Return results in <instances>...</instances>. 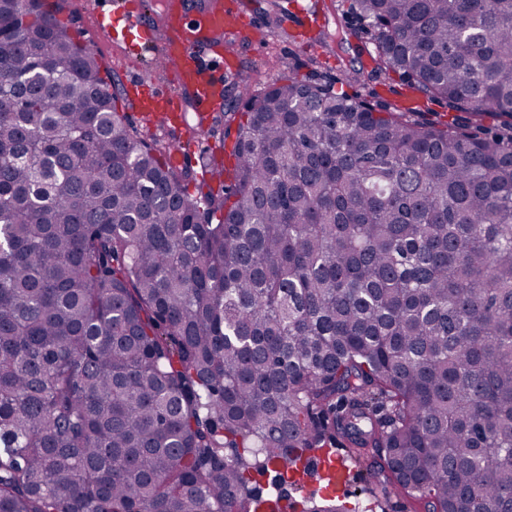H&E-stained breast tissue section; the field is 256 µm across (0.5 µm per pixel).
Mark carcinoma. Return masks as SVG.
Masks as SVG:
<instances>
[{
    "instance_id": "1",
    "label": "carcinoma",
    "mask_w": 512,
    "mask_h": 512,
    "mask_svg": "<svg viewBox=\"0 0 512 512\" xmlns=\"http://www.w3.org/2000/svg\"><path fill=\"white\" fill-rule=\"evenodd\" d=\"M342 16L453 117L310 55L224 94L196 169L48 0H0V512H260L252 473L338 446L376 496L512 512V0Z\"/></svg>"
}]
</instances>
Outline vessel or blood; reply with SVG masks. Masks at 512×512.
<instances>
[{"label": "vessel or blood", "instance_id": "vessel-or-blood-1", "mask_svg": "<svg viewBox=\"0 0 512 512\" xmlns=\"http://www.w3.org/2000/svg\"><path fill=\"white\" fill-rule=\"evenodd\" d=\"M143 0H113L111 8L100 10L98 27L111 35L113 41L125 44L130 60H137L144 49L157 41L154 28L144 19ZM166 37L162 59L173 62L175 90L164 91L146 87L138 80L128 86V105L149 120L156 122L162 116L179 111V90L191 91L199 120H206L221 94L227 78L233 71L229 60L203 63L200 52L212 47V38L219 33L240 35V12L237 7L215 0L205 14L189 16L184 0H167Z\"/></svg>", "mask_w": 512, "mask_h": 512}]
</instances>
